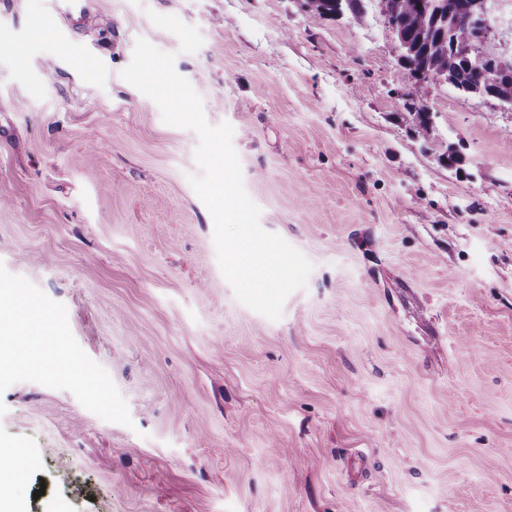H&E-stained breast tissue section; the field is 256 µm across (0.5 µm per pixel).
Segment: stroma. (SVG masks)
Instances as JSON below:
<instances>
[{
    "instance_id": "35a3bbf8",
    "label": "stroma",
    "mask_w": 512,
    "mask_h": 512,
    "mask_svg": "<svg viewBox=\"0 0 512 512\" xmlns=\"http://www.w3.org/2000/svg\"><path fill=\"white\" fill-rule=\"evenodd\" d=\"M91 4L0 0V289L77 357L0 373L25 512H512V110L411 78L375 0ZM140 38L314 265L278 320L221 272L196 133L121 76ZM57 13L63 16L69 23L71 29L81 30L90 19L89 0H56Z\"/></svg>"
}]
</instances>
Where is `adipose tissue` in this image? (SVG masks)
I'll return each instance as SVG.
<instances>
[{"label":"adipose tissue","instance_id":"adipose-tissue-1","mask_svg":"<svg viewBox=\"0 0 512 512\" xmlns=\"http://www.w3.org/2000/svg\"><path fill=\"white\" fill-rule=\"evenodd\" d=\"M63 344L54 315L34 299L0 289V371L48 367L55 377H68L75 356ZM25 471L26 463L17 450L0 444V512H23L14 489Z\"/></svg>","mask_w":512,"mask_h":512}]
</instances>
